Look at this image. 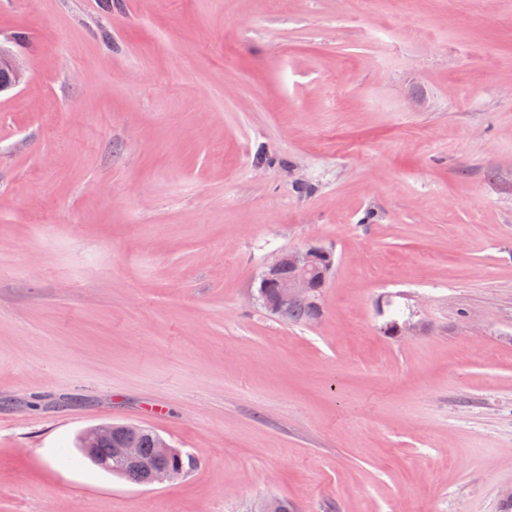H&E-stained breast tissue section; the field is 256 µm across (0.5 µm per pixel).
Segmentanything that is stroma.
<instances>
[{
  "mask_svg": "<svg viewBox=\"0 0 512 512\" xmlns=\"http://www.w3.org/2000/svg\"><path fill=\"white\" fill-rule=\"evenodd\" d=\"M464 2L0 0V512H512V0ZM1 73V92L18 85L23 77V68L21 64L2 45H0V74ZM333 267V253L323 247L284 252L261 275L258 300L289 323L309 322L310 308L303 303L308 302L310 320L317 321L322 315V288ZM142 429L140 426L128 424L100 425L88 430L82 436L81 448L93 456L96 455L98 450V455L102 460L109 459L111 456L108 464L103 462L105 467L104 465L93 464L106 472L112 471V474L137 483H144V477L140 471L145 473L147 482L151 484L162 483L181 474L182 472H179L181 471L180 465L182 462V471L185 467L184 460L182 461V453L175 448H171L165 441L160 442L159 455L155 458L158 451V441L163 439L157 432L145 429L138 437L139 448H137V436ZM112 439L114 447L117 448L112 446ZM104 443H110L112 447L110 444L103 445ZM111 448H113L114 456L119 460V463L131 469H121L119 467L120 464L113 459ZM140 448H142L144 458L141 456ZM170 462H173V466Z\"/></svg>",
  "mask_w": 512,
  "mask_h": 512,
  "instance_id": "stroma-1",
  "label": "stroma"
}]
</instances>
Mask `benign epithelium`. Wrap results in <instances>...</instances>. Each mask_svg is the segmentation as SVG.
<instances>
[{
  "mask_svg": "<svg viewBox=\"0 0 512 512\" xmlns=\"http://www.w3.org/2000/svg\"><path fill=\"white\" fill-rule=\"evenodd\" d=\"M22 77L21 64L0 45V91L18 85ZM333 267V253L323 247L284 252L261 275L258 300L279 316L288 311V306L307 302L312 309L310 320L317 321L322 315V288ZM141 431L142 427L136 425H100L82 436L81 448L94 456L103 444L114 443V456L119 463L144 472L151 484L177 476L181 471L182 453L162 441L157 458H143L137 448V436Z\"/></svg>",
  "mask_w": 512,
  "mask_h": 512,
  "instance_id": "obj_1",
  "label": "benign epithelium"
}]
</instances>
